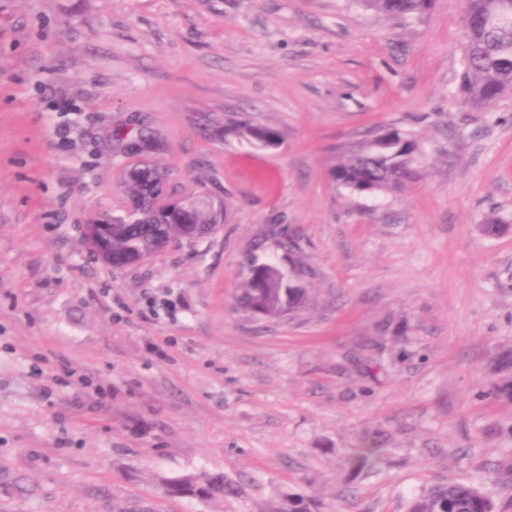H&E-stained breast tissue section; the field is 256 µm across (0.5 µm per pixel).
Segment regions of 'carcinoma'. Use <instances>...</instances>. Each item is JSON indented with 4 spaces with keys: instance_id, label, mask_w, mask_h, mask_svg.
I'll list each match as a JSON object with an SVG mask.
<instances>
[{
    "instance_id": "cac0c4a2",
    "label": "carcinoma",
    "mask_w": 512,
    "mask_h": 512,
    "mask_svg": "<svg viewBox=\"0 0 512 512\" xmlns=\"http://www.w3.org/2000/svg\"><path fill=\"white\" fill-rule=\"evenodd\" d=\"M364 6L407 21L426 14L434 0H360ZM464 79L460 87L463 105L488 109L512 96V0H466L463 17ZM217 139L236 138L259 148H272L280 132L232 117L211 129ZM422 149L415 135L395 127L374 129L357 147L340 156L330 169L337 186L359 194L394 195L421 173ZM164 170L148 164L132 168L124 183L125 193L143 217L138 224L123 215L100 216L102 238L112 247V258H122L153 245L157 236L181 239L224 220L223 210L200 201L187 211L158 205L154 184ZM252 274L235 297L237 310L265 317L294 314L309 302L308 289L282 288L266 263L252 262ZM383 459L378 441L363 440L347 458L351 469L373 468ZM170 497L199 500L237 498L238 482L222 472H202L165 484ZM270 512H314L312 501L290 494ZM406 512H497L493 500L471 482L433 485L413 496Z\"/></svg>"
}]
</instances>
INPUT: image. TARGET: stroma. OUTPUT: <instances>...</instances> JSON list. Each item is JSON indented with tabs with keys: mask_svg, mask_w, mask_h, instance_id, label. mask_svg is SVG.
Segmentation results:
<instances>
[{
	"mask_svg": "<svg viewBox=\"0 0 512 512\" xmlns=\"http://www.w3.org/2000/svg\"><path fill=\"white\" fill-rule=\"evenodd\" d=\"M464 0L397 21L357 0H0V512H405L512 484V99L460 103ZM278 129L209 140L227 116ZM417 134L394 196L330 167ZM226 204L222 230L114 269L84 226L141 160ZM508 224L489 236L488 218ZM304 272L291 319L234 310L252 259ZM378 434L385 459L346 455ZM219 470L211 503L162 480ZM406 512H497L493 500L478 484L449 482L433 485L413 496Z\"/></svg>",
	"mask_w": 512,
	"mask_h": 512,
	"instance_id": "1",
	"label": "stroma"
}]
</instances>
